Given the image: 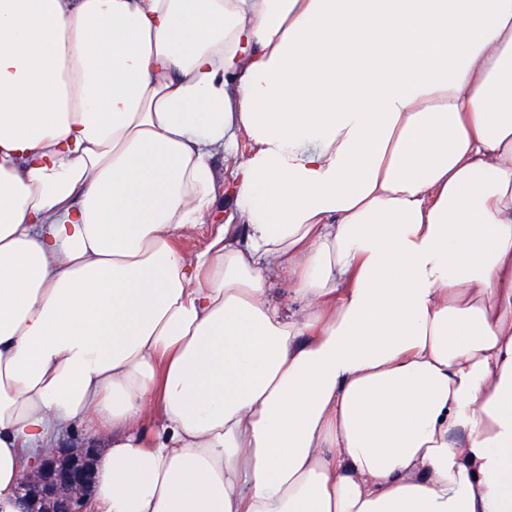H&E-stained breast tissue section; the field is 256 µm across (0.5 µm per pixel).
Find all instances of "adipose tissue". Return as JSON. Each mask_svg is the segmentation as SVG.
Segmentation results:
<instances>
[{
	"instance_id": "adipose-tissue-1",
	"label": "adipose tissue",
	"mask_w": 512,
	"mask_h": 512,
	"mask_svg": "<svg viewBox=\"0 0 512 512\" xmlns=\"http://www.w3.org/2000/svg\"><path fill=\"white\" fill-rule=\"evenodd\" d=\"M78 419L95 512H512V0H0V512ZM246 145L245 136L240 134L239 151L236 157L224 155L223 151L213 155L211 162L216 173L217 201L212 215V224H198L193 230L176 235L174 240L175 245L188 258H193L210 244L219 224L239 223L232 185L237 164L246 150Z\"/></svg>"
}]
</instances>
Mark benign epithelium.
Masks as SVG:
<instances>
[{"instance_id":"7a95c632","label":"benign epithelium","mask_w":512,"mask_h":512,"mask_svg":"<svg viewBox=\"0 0 512 512\" xmlns=\"http://www.w3.org/2000/svg\"><path fill=\"white\" fill-rule=\"evenodd\" d=\"M96 464L93 448H60L43 456L35 473L20 480L24 512H88Z\"/></svg>"}]
</instances>
